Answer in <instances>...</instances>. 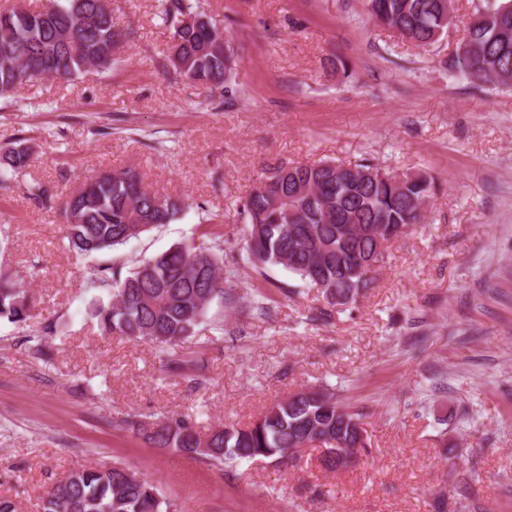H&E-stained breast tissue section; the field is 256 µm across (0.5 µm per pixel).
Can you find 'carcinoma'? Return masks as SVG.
<instances>
[{
  "label": "carcinoma",
  "instance_id": "cac0c4a2",
  "mask_svg": "<svg viewBox=\"0 0 512 512\" xmlns=\"http://www.w3.org/2000/svg\"><path fill=\"white\" fill-rule=\"evenodd\" d=\"M162 18L172 30L168 60L193 82L224 95L237 59L219 31L189 0H162ZM368 15L395 37L417 47L439 41L448 32V0H366ZM512 0L476 11L466 25L464 53L452 58L454 78L476 75L480 84L512 87ZM131 33L116 28L112 9L102 0H49L40 10L18 3L0 11V98L44 74L70 80L94 68L112 69ZM29 147L18 141L0 148V186L23 172ZM274 169L256 182L242 200L246 261L259 273L281 267L305 285L322 290L327 307L317 318L329 321L351 291L373 286V273L357 272L354 255H370L379 241L372 225L405 233L422 223L417 204L430 200L432 177L397 176L375 163L331 160L297 165L281 175ZM183 200L164 196L133 169L92 176L65 200L63 211L69 249L93 257L177 220ZM224 250L203 242L172 246L122 273L118 266H97L91 287L108 291L94 315L105 334L145 341L158 348L196 333L214 299L224 296ZM22 323L30 318L25 290L0 274V319ZM279 401L246 427L224 426L202 436L184 419L141 424L146 441L197 458L216 468L241 460H282L299 443L325 445L338 438L354 445L358 413L322 387ZM42 512H169L154 485L120 466H80L46 492Z\"/></svg>",
  "mask_w": 512,
  "mask_h": 512
}]
</instances>
